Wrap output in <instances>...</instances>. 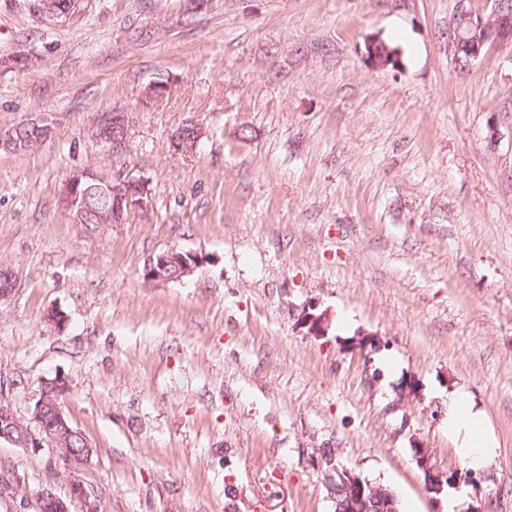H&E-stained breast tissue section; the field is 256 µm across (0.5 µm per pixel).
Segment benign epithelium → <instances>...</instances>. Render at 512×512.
<instances>
[{
  "label": "benign epithelium",
  "mask_w": 512,
  "mask_h": 512,
  "mask_svg": "<svg viewBox=\"0 0 512 512\" xmlns=\"http://www.w3.org/2000/svg\"><path fill=\"white\" fill-rule=\"evenodd\" d=\"M58 0H36L35 8L41 18L49 25L56 26L71 23L85 13L90 0H79L74 11L61 14L57 8ZM458 27L451 32L449 45L456 60L464 65L478 58L488 45L507 46L512 44V9L503 0L496 4L493 19L484 21L472 8L461 7L458 15ZM108 123L112 124V151L121 154L128 150L129 117L125 112L108 114ZM203 137L202 128L197 125H185L174 136L176 150L187 152ZM90 178H97L91 168H85L68 179L63 188V197L72 208H82L85 192L83 184ZM148 204V188L140 180L120 175L112 179V223L125 222L127 213L143 210ZM179 263L178 277L190 274L198 265L197 255H184L174 250L160 252L149 258L144 268V277L157 282H167L168 269L173 263ZM304 323L310 333L322 336L326 331V316L323 313L304 314ZM65 391V383L59 379L51 380L42 386L32 409V420L36 430H31L16 415L11 405L0 404V443L5 442L33 453L49 445L64 469L77 473L88 467L94 448L82 431L74 427L70 418L59 404V398ZM73 437L80 440L81 448L67 449L66 441ZM338 481L333 484V499L336 512H397L396 497L392 490L373 485L358 475L347 471H336ZM95 496L93 487L81 479L69 483V495L63 497L50 489L42 490L37 497V506H46L49 512H71L76 500L88 504Z\"/></svg>",
  "instance_id": "obj_1"
}]
</instances>
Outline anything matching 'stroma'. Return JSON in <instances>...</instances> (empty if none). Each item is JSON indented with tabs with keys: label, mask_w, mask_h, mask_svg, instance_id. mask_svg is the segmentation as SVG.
Returning <instances> with one entry per match:
<instances>
[{
	"label": "stroma",
	"mask_w": 512,
	"mask_h": 512,
	"mask_svg": "<svg viewBox=\"0 0 512 512\" xmlns=\"http://www.w3.org/2000/svg\"><path fill=\"white\" fill-rule=\"evenodd\" d=\"M33 2L0 0V129L51 130L0 150V397L26 419L66 381L95 448L72 512H334L336 464L443 512L414 451L464 467L456 390L497 443L456 512H512V46L459 66V0H94L54 27ZM107 112L130 116L120 157L91 136ZM86 167L148 207L76 223L62 187ZM171 249L201 262L144 279ZM0 467V512L68 491L50 449L0 443Z\"/></svg>",
	"instance_id": "obj_1"
}]
</instances>
